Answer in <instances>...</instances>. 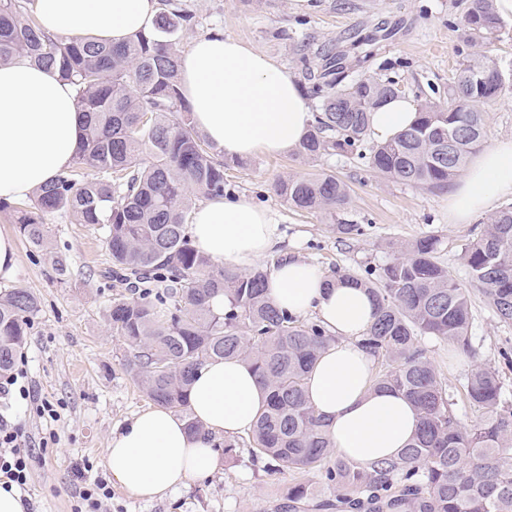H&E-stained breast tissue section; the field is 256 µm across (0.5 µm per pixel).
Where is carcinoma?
<instances>
[{"label":"carcinoma","instance_id":"carcinoma-1","mask_svg":"<svg viewBox=\"0 0 512 512\" xmlns=\"http://www.w3.org/2000/svg\"><path fill=\"white\" fill-rule=\"evenodd\" d=\"M152 28L120 47L40 28L34 0H0V62L23 56L55 69L75 90L85 138L72 163L17 208L20 235L48 249L45 217L61 213L72 224L98 225L124 280L157 282L109 306L112 333L127 344L126 366L155 404L188 416V391L197 372L214 359L242 358L268 391L246 435L224 441V450L246 447L290 471L307 472L331 461L329 492L343 512H512V402L503 396L498 371L477 367L464 385L479 421L458 420L448 384L419 347V338L446 340L474 356L468 286L486 298L499 320L512 323V206L488 218L461 258L469 285L438 261L445 240L427 235L363 275L333 277L368 289L376 317L360 346L385 358L373 377L376 389L401 392L417 407L420 428L395 458L362 466L337 452L325 419L307 398L305 380L321 351L335 338L320 323L275 307L265 294L267 269L216 266L186 232L196 202L224 196V170L238 160L215 158L196 130L179 88V32L192 15L174 0H160ZM469 38L478 47L448 85L445 102L426 101L418 118L396 137L368 142L371 112L400 93L398 85L371 75L348 79L351 65L372 57L389 36H358L359 56L323 54L319 72L306 80L323 94L319 115L298 155L355 156L381 175L428 190L460 175L485 135L480 105L505 90L481 39L501 28L493 0H470ZM289 207L336 216L349 201L347 185L320 172L277 185ZM222 293L228 305L214 311ZM39 312L38 299L16 285L0 292V374L9 372ZM314 494L305 484L288 493L295 512Z\"/></svg>","mask_w":512,"mask_h":512}]
</instances>
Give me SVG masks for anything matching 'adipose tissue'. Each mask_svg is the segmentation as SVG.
Here are the masks:
<instances>
[{
	"label": "adipose tissue",
	"mask_w": 512,
	"mask_h": 512,
	"mask_svg": "<svg viewBox=\"0 0 512 512\" xmlns=\"http://www.w3.org/2000/svg\"><path fill=\"white\" fill-rule=\"evenodd\" d=\"M157 0H37L48 33L100 37L119 45L148 31ZM181 92L199 132L225 157L284 155L307 135L312 115L300 84L266 52L221 35L196 37L180 60ZM417 116L405 97L371 116L376 138L388 140ZM83 119L72 85L52 69L23 58L0 63V201L26 199L67 168L81 145ZM512 197V139L482 151L448 194V221L467 223ZM186 230L213 261L256 265L279 239L276 216L246 197L196 205ZM270 299L289 314L315 315L333 335L310 371L307 395L329 424L336 450L360 464L400 455L417 429L413 405L400 393L372 387L373 358L358 344L375 320L367 290L330 282L305 260L286 259L266 283ZM190 419L162 407L143 410L113 433L105 464L135 497L153 500L218 465L215 438L249 430L267 400L252 365L236 358L206 362L190 386ZM202 433L191 432L188 420Z\"/></svg>",
	"instance_id": "adipose-tissue-1"
}]
</instances>
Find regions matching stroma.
<instances>
[{
  "mask_svg": "<svg viewBox=\"0 0 512 512\" xmlns=\"http://www.w3.org/2000/svg\"><path fill=\"white\" fill-rule=\"evenodd\" d=\"M192 14L180 34L181 49L207 33H221L263 50L283 72L304 78L307 66L317 64V50L331 43L349 49L347 33H371L378 25L394 29L391 39L379 41L366 74L395 81L403 96L414 102L445 100L460 64L471 54L463 16L469 0H182ZM486 126L483 147L512 139V89L483 104ZM318 171L334 174L350 189V201L335 217L290 208L276 193L278 181ZM224 193L246 196L277 213L282 241L263 258L274 267L284 257H300L323 271L340 269L363 274L384 263L413 239L436 234L448 242L440 257L458 281H466L460 247L487 225V214L469 223L448 221L447 190L388 180L354 158L325 156L312 164L295 154L247 158L245 166L224 173ZM361 224L363 236L339 238L341 221ZM46 227L54 252L66 257L69 274L57 278L44 252L18 241L15 284L33 292L40 310L32 320L22 350L23 383L35 398L48 401L56 419L39 417L31 402L19 394L0 398V418L17 426L26 445L34 448L28 485L21 496L29 512H74L81 485L80 468L91 476H107L104 450L113 432L121 429L151 402L126 368L127 352L108 321L112 302L131 296L119 277H108L112 266L99 227L73 224L62 214L47 216ZM469 334L476 357L449 361L447 341L430 336L419 343L448 380V392L464 425L479 414L464 396V384L476 366L499 371L504 391L512 400V323L498 320L478 289H471ZM218 468L208 478L150 502L119 485L100 512H281L288 492L298 483L317 489L324 472L296 474L267 458L237 448L220 454Z\"/></svg>",
  "mask_w": 512,
  "mask_h": 512,
  "instance_id": "35a3bbf8",
  "label": "stroma"
}]
</instances>
